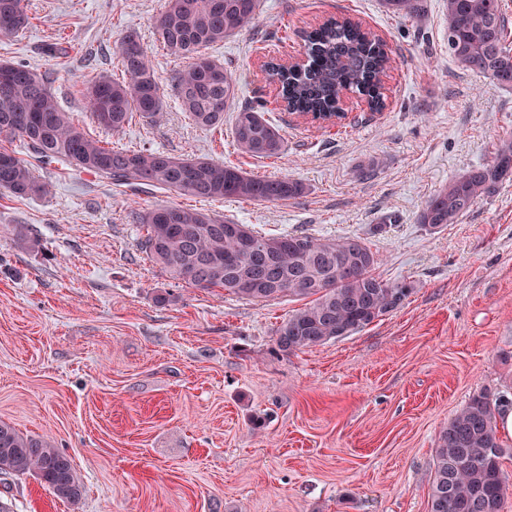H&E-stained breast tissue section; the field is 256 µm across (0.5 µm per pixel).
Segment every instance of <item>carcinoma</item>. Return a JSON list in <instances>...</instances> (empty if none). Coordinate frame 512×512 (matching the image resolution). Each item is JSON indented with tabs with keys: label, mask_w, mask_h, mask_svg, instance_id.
<instances>
[{
	"label": "carcinoma",
	"mask_w": 512,
	"mask_h": 512,
	"mask_svg": "<svg viewBox=\"0 0 512 512\" xmlns=\"http://www.w3.org/2000/svg\"><path fill=\"white\" fill-rule=\"evenodd\" d=\"M386 12L413 16L423 0H382ZM448 51L462 67L512 89V46L507 43L501 0H444ZM259 0H166L155 21L158 39L187 60L174 81L183 111L202 127L224 123L238 97L237 82L206 49L253 24ZM29 24L23 0H0V37L15 38ZM305 58L283 67L270 64L281 96L296 113L326 119L340 111L343 93L355 92L371 109L385 107L382 79L391 67L387 45L348 19H330L304 33ZM126 76L107 75L83 92L85 112L97 125L121 132L133 115L157 121L161 89L137 31L118 49ZM238 151L271 158L283 151L280 128L254 106L236 112ZM19 139L41 161L69 166L133 190L161 187L201 200L237 198L284 201L302 195V182L286 176H251L208 157H176L149 150L114 149L91 137L57 101L50 79L25 65L0 62V141ZM512 179V142L488 163L451 179L426 201L418 223L434 232L457 224L478 200ZM0 190L15 197H42L50 184L39 179L14 150L0 146ZM146 227L141 248L169 278L200 288L219 287L248 301L285 295L310 302L275 329L279 352L290 355L349 336L403 305L413 291L404 280L373 273L376 254L361 238L318 239L310 235L267 236L248 224L178 205L159 204L138 213ZM512 399L482 390L472 395L438 437L429 512H503L512 477L502 467L506 453L498 418ZM33 475L65 502H78L81 479L67 455L47 438L25 435L0 421V475Z\"/></svg>",
	"instance_id": "obj_1"
}]
</instances>
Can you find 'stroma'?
<instances>
[{"mask_svg": "<svg viewBox=\"0 0 512 512\" xmlns=\"http://www.w3.org/2000/svg\"><path fill=\"white\" fill-rule=\"evenodd\" d=\"M27 29L0 62L49 73L61 105L94 138L131 150L207 156L302 182L279 202L132 192L62 162H33L52 191L0 192V421L51 439L84 485L61 501L33 476L0 475L6 512H428L440 431L482 390L512 397V181L457 224H418L426 200L512 140V90L448 53L443 0L417 17L382 0H261L256 21L213 47L279 125L278 157L242 155L234 112L197 126L173 95L184 66L157 39L165 0H24ZM348 16L383 38L394 64L386 107L345 94L325 126L284 111L266 61L300 58L302 30ZM137 30L163 91L159 123L100 128L81 91L118 76ZM54 42L69 48L51 56ZM197 208L268 235L361 237L376 274L410 297L351 335L281 356L274 331L294 297L248 301L168 277L141 249L135 213ZM25 226L40 243L14 234ZM263 417L254 428V417Z\"/></svg>", "mask_w": 512, "mask_h": 512, "instance_id": "1", "label": "stroma"}]
</instances>
